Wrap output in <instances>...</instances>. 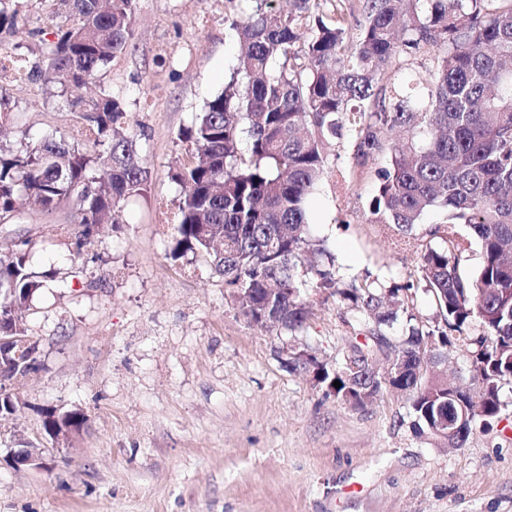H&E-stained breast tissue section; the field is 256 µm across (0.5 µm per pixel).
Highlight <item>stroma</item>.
Returning <instances> with one entry per match:
<instances>
[{
	"label": "stroma",
	"mask_w": 512,
	"mask_h": 512,
	"mask_svg": "<svg viewBox=\"0 0 512 512\" xmlns=\"http://www.w3.org/2000/svg\"><path fill=\"white\" fill-rule=\"evenodd\" d=\"M20 3L26 21L0 33V51L32 61L64 18L47 0ZM248 8L138 0L133 38L98 82L125 102L147 193L83 244L68 206L0 224V245L26 242L31 267L48 275L26 313L39 368L14 386L17 411L0 421V512H512V392L500 420L445 447L414 428L401 394L354 406L290 364L303 348L342 362L370 328L363 313L308 288L304 327L265 329L204 257H171L180 188L170 173L188 153L180 133L234 72L233 23ZM9 99L8 143L80 138L76 110L43 83L12 86ZM388 163L382 152L358 165L348 138L328 150L309 221L343 280L406 283L426 229L443 220L427 212L413 247L372 223ZM436 315L420 291L381 331L395 343ZM48 408L85 415L58 450L43 429ZM24 441L51 449L49 468L10 467Z\"/></svg>",
	"instance_id": "35a3bbf8"
}]
</instances>
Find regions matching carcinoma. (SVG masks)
I'll return each instance as SVG.
<instances>
[{
	"label": "carcinoma",
	"instance_id": "1",
	"mask_svg": "<svg viewBox=\"0 0 512 512\" xmlns=\"http://www.w3.org/2000/svg\"><path fill=\"white\" fill-rule=\"evenodd\" d=\"M263 2L234 22L239 66L181 133L192 160L171 175L181 189L172 256H207L225 285L240 290V308L264 311L285 330L308 320L306 288L369 312L375 328L351 344L339 366L310 353L302 368L312 369L327 394L354 406L387 389L405 396L420 431L431 430L444 402L464 406L462 427L441 439L460 448L474 427L501 419L502 391L512 387V0H364L366 23L354 39L321 17L304 27L313 0H293L286 17ZM53 6L68 23L41 61L23 69L28 80L58 88L80 108L86 139L48 136L21 150L0 141V219L51 211L73 198L87 237L118 223L123 202L150 182L123 100L103 86L96 98L83 96L132 38L136 0ZM18 19L17 0H0V30ZM424 48L436 52L427 85L401 80L376 88L397 55ZM396 129L406 136L382 140ZM346 135L361 166L389 152L370 205L372 223L407 234L426 212L446 214L429 231L437 244L421 251L414 284L386 288L354 279L343 288L318 261L325 250L309 235L307 203L324 172L326 147ZM473 239L482 263L471 274L462 261ZM416 285L436 304L435 325L409 329L394 350L405 371L384 381L376 369L385 342L380 327L409 308ZM41 287L26 252L0 259L1 335L28 336L25 313ZM459 341L470 353L469 388L429 372ZM78 415L50 411L44 429L57 433Z\"/></svg>",
	"mask_w": 512,
	"mask_h": 512
}]
</instances>
